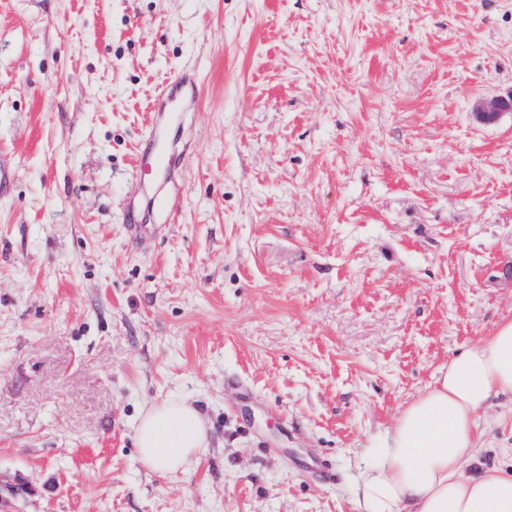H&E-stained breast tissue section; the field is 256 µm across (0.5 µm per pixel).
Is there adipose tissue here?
<instances>
[{"instance_id": "adipose-tissue-1", "label": "adipose tissue", "mask_w": 512, "mask_h": 512, "mask_svg": "<svg viewBox=\"0 0 512 512\" xmlns=\"http://www.w3.org/2000/svg\"><path fill=\"white\" fill-rule=\"evenodd\" d=\"M512 394V320L444 364L434 384L374 438L376 461L353 485L362 512H512V475L462 469L477 448L480 410ZM136 442L152 471H178L208 446L199 411L173 397L141 417Z\"/></svg>"}]
</instances>
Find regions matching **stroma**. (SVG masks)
<instances>
[{"instance_id": "stroma-1", "label": "stroma", "mask_w": 512, "mask_h": 512, "mask_svg": "<svg viewBox=\"0 0 512 512\" xmlns=\"http://www.w3.org/2000/svg\"><path fill=\"white\" fill-rule=\"evenodd\" d=\"M510 90L512 0H0L18 512H357L371 440L512 320V117L472 111ZM173 396L210 443L155 473ZM477 424L466 471L511 473L512 397ZM140 461L150 471L176 472L208 448L207 428L199 411L171 397L152 405L136 430Z\"/></svg>"}]
</instances>
